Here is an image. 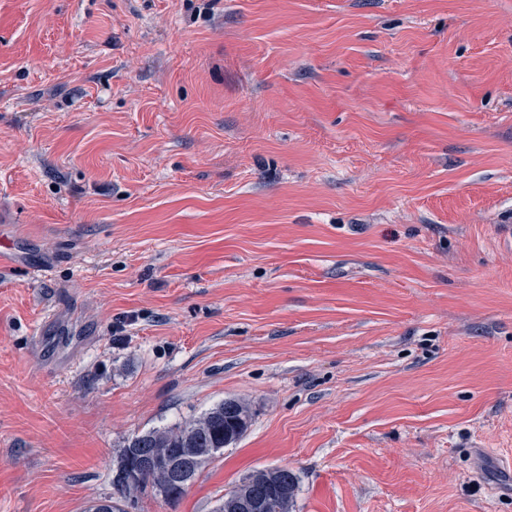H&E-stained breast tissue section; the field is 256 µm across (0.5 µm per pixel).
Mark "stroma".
<instances>
[{"instance_id":"stroma-1","label":"stroma","mask_w":512,"mask_h":512,"mask_svg":"<svg viewBox=\"0 0 512 512\" xmlns=\"http://www.w3.org/2000/svg\"><path fill=\"white\" fill-rule=\"evenodd\" d=\"M0 240V512H512V0H0ZM251 414L246 406L236 399H226L201 417L185 423L177 428H157L144 433L134 434L127 438L124 448L120 451V466L125 457L131 454L134 457H143L135 460L122 472L127 482H132L151 470H154L157 460L160 466L136 484H126L123 481H112V492L100 498L98 502L107 503V512H126L125 507L135 504L139 495L151 492V488L161 498L170 495L166 484L172 478V470H167L168 462H175V469L179 485L173 497L165 498L168 503L177 502L186 492L199 470L214 459L224 447L236 443L248 430L251 424ZM240 426L239 435L232 440L226 431L224 445V427L229 423ZM195 448H207L216 451L209 453L206 450L189 451ZM144 458H152L144 459ZM157 487V488H156ZM153 494V493H152ZM154 495V494H153ZM263 471H258L246 478L242 481V483L237 486L233 492H237L239 490L244 491L249 497L257 498L260 500L250 499L247 495L244 494H231L224 496V503L222 504L223 512H264L265 510V501L268 504V509L266 512H290L292 511V507L294 506L295 492L298 487V478L295 473L288 468H276V477L275 481L281 484L288 485L289 488L292 489V497L290 498V492L288 491V487L275 483L273 486L276 488L279 498L281 500H288V511H282L283 504L271 494V483H269L263 476ZM258 475H262L259 477ZM263 500V501H261Z\"/></svg>"}]
</instances>
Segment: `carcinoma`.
Wrapping results in <instances>:
<instances>
[{"label":"carcinoma","mask_w":512,"mask_h":512,"mask_svg":"<svg viewBox=\"0 0 512 512\" xmlns=\"http://www.w3.org/2000/svg\"><path fill=\"white\" fill-rule=\"evenodd\" d=\"M240 426L239 435H244L251 424V414L246 406L236 399H226L201 417L191 420L177 428H157L144 433L134 434L127 438L121 457L152 458L160 466L136 484L129 485L123 481L112 482V492L100 498L107 503V512H126V507L135 503L142 494L150 492L172 478V471L166 468L167 463H175L179 485L174 496L166 499L168 503L178 501L186 492L199 470L214 459L224 449V428L229 423ZM213 452H208V449ZM237 489L248 496L265 501L267 512H282L292 508L294 499L283 505L271 494V483L254 473L247 478V483Z\"/></svg>","instance_id":"cac0c4a2"}]
</instances>
